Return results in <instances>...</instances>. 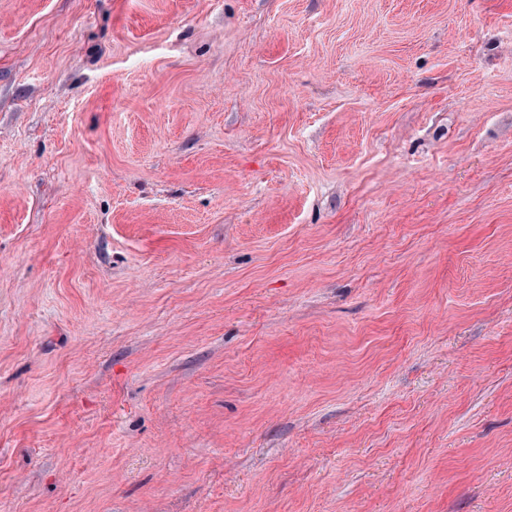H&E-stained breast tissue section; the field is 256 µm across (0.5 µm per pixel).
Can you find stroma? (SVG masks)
<instances>
[{
    "mask_svg": "<svg viewBox=\"0 0 512 512\" xmlns=\"http://www.w3.org/2000/svg\"><path fill=\"white\" fill-rule=\"evenodd\" d=\"M0 512H512V0H0Z\"/></svg>",
    "mask_w": 512,
    "mask_h": 512,
    "instance_id": "obj_1",
    "label": "stroma"
}]
</instances>
